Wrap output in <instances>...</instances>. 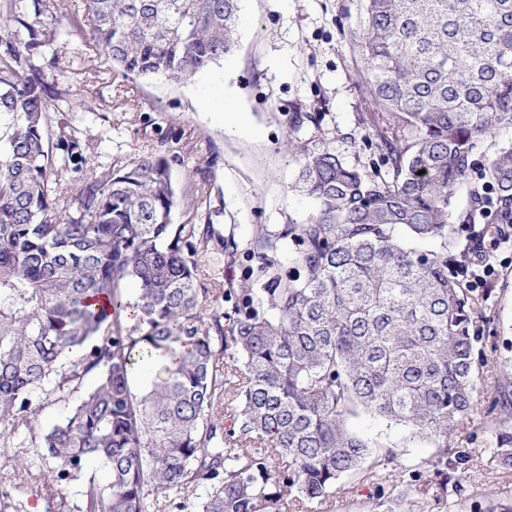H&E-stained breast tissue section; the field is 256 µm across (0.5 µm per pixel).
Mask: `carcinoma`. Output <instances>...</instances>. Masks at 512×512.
<instances>
[{
	"instance_id": "obj_1",
	"label": "carcinoma",
	"mask_w": 512,
	"mask_h": 512,
	"mask_svg": "<svg viewBox=\"0 0 512 512\" xmlns=\"http://www.w3.org/2000/svg\"><path fill=\"white\" fill-rule=\"evenodd\" d=\"M75 2L60 42L54 0H0V458L51 485L85 480L81 512H309L344 477L374 488L370 512L425 509L440 478L434 504L451 490L462 512L470 456L453 439L469 425L512 470V356L476 350L483 297L448 263L458 188L460 221L491 197L512 222V143L471 174L478 144L512 129V0H363L353 39L393 175L309 152L299 182L314 212L256 229L243 250L173 222L165 157L95 163L69 119L82 101L61 82L85 55L187 83L238 47L241 0ZM214 239L247 262L236 288L205 284ZM89 375L36 434L42 401L68 402ZM361 415L435 452L398 466L352 427ZM93 463L107 483L87 476ZM92 384L93 378H86L81 388L71 395L68 405L51 401L46 402L42 409L38 412L36 433H38L40 429L48 427L49 425L61 420L67 411V407L76 404L83 393L88 390Z\"/></svg>"
}]
</instances>
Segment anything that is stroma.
Masks as SVG:
<instances>
[{
  "label": "stroma",
  "instance_id": "obj_1",
  "mask_svg": "<svg viewBox=\"0 0 512 512\" xmlns=\"http://www.w3.org/2000/svg\"><path fill=\"white\" fill-rule=\"evenodd\" d=\"M362 13L363 0H243L237 50L185 85L74 60L84 107L73 124L92 140L99 163L119 167L140 153L165 156L181 200L175 223L210 224L243 243L256 227L303 221L314 208L295 188L305 152L328 146L365 173H390L370 142L382 119L353 40ZM227 107L247 112L249 129H225L220 114ZM298 112L313 113L315 122L295 125ZM454 229L448 256L461 278L473 282L487 262L494 268L480 289L484 317L474 325L490 358L512 345V224L490 215ZM357 425L395 446L399 463L432 453L401 427L367 418ZM454 443L472 458L470 507L512 500V471L488 467L482 454L490 433L467 427Z\"/></svg>",
  "mask_w": 512,
  "mask_h": 512
}]
</instances>
